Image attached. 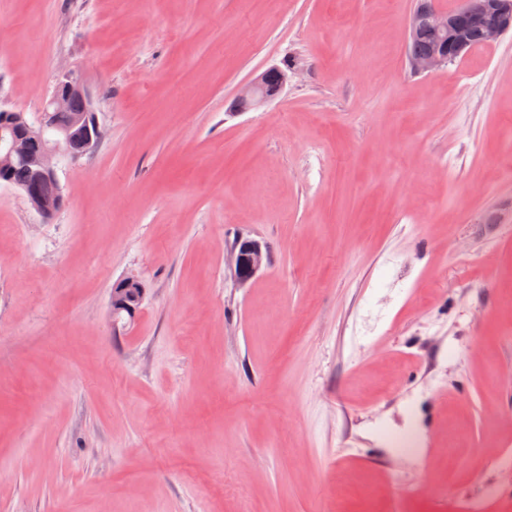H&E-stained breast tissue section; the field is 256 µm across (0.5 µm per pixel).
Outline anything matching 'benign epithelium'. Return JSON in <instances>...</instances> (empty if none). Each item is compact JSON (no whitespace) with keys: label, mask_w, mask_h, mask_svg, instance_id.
Segmentation results:
<instances>
[{"label":"benign epithelium","mask_w":512,"mask_h":512,"mask_svg":"<svg viewBox=\"0 0 512 512\" xmlns=\"http://www.w3.org/2000/svg\"><path fill=\"white\" fill-rule=\"evenodd\" d=\"M408 30L411 40L424 32L435 36V48L411 60L414 71L431 73L465 54L472 41L477 39L489 45L511 31L512 0H462L461 7L453 13L440 11L432 4L419 3L409 15ZM287 82V71L270 67L241 88L231 109L240 113L268 104L279 97ZM75 96L91 102L82 76L74 70H60L49 98L33 118L0 108V185L8 184L7 172L14 162L27 163L32 178L21 193L30 207L45 220L64 205L58 161L61 157H70L73 139L71 130L54 128L52 113L67 111ZM88 111V115L76 114L73 126L87 129L88 138L84 146L91 150L101 138V127L93 107H88ZM266 261V246L256 239L238 237L229 249V270L233 279L242 285L257 277ZM146 294V285L139 276H125L112 286L111 311L127 310L132 322Z\"/></svg>","instance_id":"7a95c632"}]
</instances>
